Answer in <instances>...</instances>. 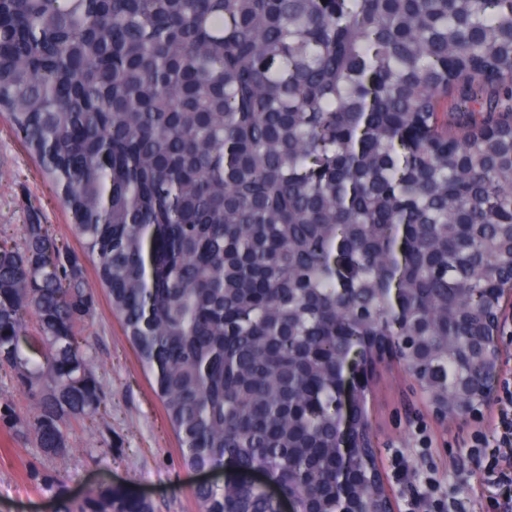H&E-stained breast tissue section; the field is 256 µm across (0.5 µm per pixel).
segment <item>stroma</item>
I'll return each mask as SVG.
<instances>
[{
	"label": "stroma",
	"mask_w": 512,
	"mask_h": 512,
	"mask_svg": "<svg viewBox=\"0 0 512 512\" xmlns=\"http://www.w3.org/2000/svg\"><path fill=\"white\" fill-rule=\"evenodd\" d=\"M44 224L80 258L94 311L78 332L103 386L112 415L108 426L86 421L70 437L71 450L47 456L16 440L0 425V512H54L55 500L36 484L50 479L79 498L96 487L128 490L147 499L154 512H200L198 486L222 483L225 470L198 472L184 463L183 450L82 239L44 168L31 156L7 115L0 113V228ZM504 326L498 337L501 369L479 414L448 420L433 417L426 400L396 359L378 363L368 376L370 437L385 490L398 512L419 490L418 476L433 468L441 488L464 498L466 512H487L490 499L506 488L491 484L462 453L476 429L492 433L503 379L512 378V290L500 302Z\"/></svg>",
	"instance_id": "stroma-1"
}]
</instances>
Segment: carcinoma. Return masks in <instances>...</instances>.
Segmentation results:
<instances>
[{
    "label": "carcinoma",
    "mask_w": 512,
    "mask_h": 512,
    "mask_svg": "<svg viewBox=\"0 0 512 512\" xmlns=\"http://www.w3.org/2000/svg\"><path fill=\"white\" fill-rule=\"evenodd\" d=\"M0 111L60 191L194 469L201 512L386 500L336 483L339 389L394 349L444 418L488 396L512 286V0H0ZM37 326L26 324L28 311ZM78 257L0 232V421L45 454L106 400ZM79 356L63 378L58 363ZM369 433L367 394L350 400ZM56 512H153L127 490Z\"/></svg>",
    "instance_id": "obj_1"
}]
</instances>
